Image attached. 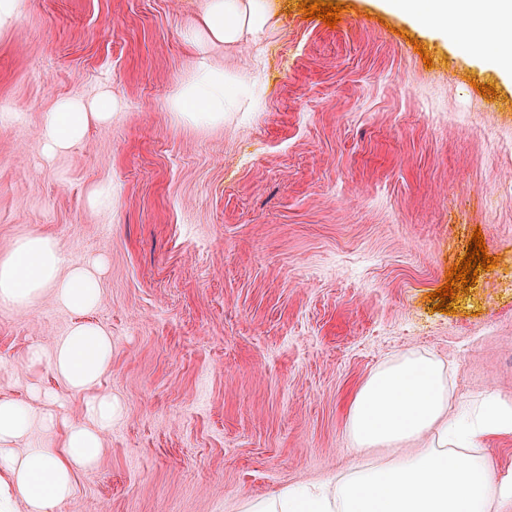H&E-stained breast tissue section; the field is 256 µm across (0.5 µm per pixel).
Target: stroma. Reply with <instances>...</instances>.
<instances>
[{
    "label": "stroma",
    "instance_id": "35a3bbf8",
    "mask_svg": "<svg viewBox=\"0 0 512 512\" xmlns=\"http://www.w3.org/2000/svg\"><path fill=\"white\" fill-rule=\"evenodd\" d=\"M300 2L266 0L268 30L212 49L236 80L216 127L167 107L204 0H30L0 36L19 115L0 125V253L37 230L107 264L88 318L112 335L120 415L57 512H239L345 475L351 402L397 354L453 366L460 401L512 398V84L377 0H339L332 27ZM104 86L111 122L46 165V112ZM101 180L106 211L87 204ZM477 230L495 266L436 311ZM75 319L0 307V396H25L28 347Z\"/></svg>",
    "mask_w": 512,
    "mask_h": 512
}]
</instances>
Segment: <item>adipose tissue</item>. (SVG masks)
<instances>
[{"label": "adipose tissue", "mask_w": 512, "mask_h": 512, "mask_svg": "<svg viewBox=\"0 0 512 512\" xmlns=\"http://www.w3.org/2000/svg\"><path fill=\"white\" fill-rule=\"evenodd\" d=\"M382 6L443 35L463 16L491 26L496 49L475 33L461 45L512 79V0H382ZM269 22L264 0H206L188 31L202 54L194 74L170 96L169 111L197 124L223 123L233 79L203 51L210 44L240 42ZM113 110L106 93L90 101H57L41 130L46 161L64 157L90 123L109 124ZM102 271V259L67 262L57 238L31 231L0 254V305L26 313L49 295L64 309L83 314L101 302ZM24 362L25 397H0V512H56L72 496L77 473L98 467L103 439L112 429L117 407L111 393L99 388L112 365V337L100 325L77 321L50 347H30ZM45 367L60 390L82 394L79 419L66 418L60 391L42 385ZM347 431L355 451L365 456L364 465L333 483L289 486L273 498L245 499L242 512H498L512 501V471L497 472L482 453L491 437L512 435V400L491 393L478 413L461 417L449 369L427 353H403L381 364L354 398ZM424 437L428 445L410 456L367 459L373 449Z\"/></svg>", "instance_id": "adipose-tissue-1"}]
</instances>
